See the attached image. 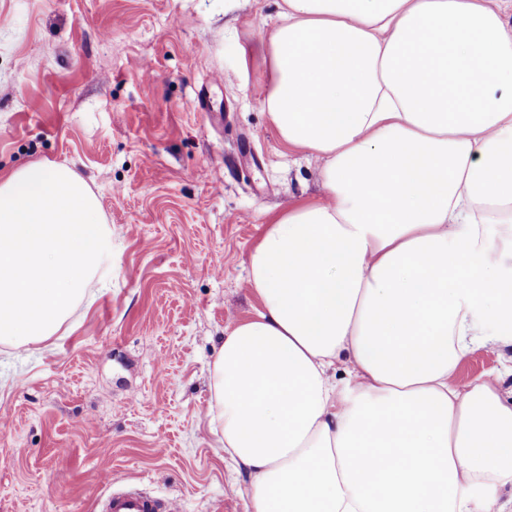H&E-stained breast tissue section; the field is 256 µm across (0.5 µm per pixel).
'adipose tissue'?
<instances>
[{
  "label": "adipose tissue",
  "instance_id": "obj_1",
  "mask_svg": "<svg viewBox=\"0 0 512 512\" xmlns=\"http://www.w3.org/2000/svg\"><path fill=\"white\" fill-rule=\"evenodd\" d=\"M265 107L326 200L250 253L210 371L252 512H512V22L486 0H284ZM347 357L344 382L330 368ZM511 356V347L480 346L460 363L457 378L466 382L483 373L496 372Z\"/></svg>",
  "mask_w": 512,
  "mask_h": 512
}]
</instances>
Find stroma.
Returning a JSON list of instances; mask_svg holds the SVG:
<instances>
[{
	"label": "stroma",
	"mask_w": 512,
	"mask_h": 512,
	"mask_svg": "<svg viewBox=\"0 0 512 512\" xmlns=\"http://www.w3.org/2000/svg\"><path fill=\"white\" fill-rule=\"evenodd\" d=\"M282 0H0V172L65 164L112 261L48 340L0 346V512H99L107 476L181 512H249L209 421L224 331L266 223L324 196L264 105ZM508 347L476 348L460 381ZM165 453H158V446Z\"/></svg>",
	"instance_id": "35a3bbf8"
}]
</instances>
